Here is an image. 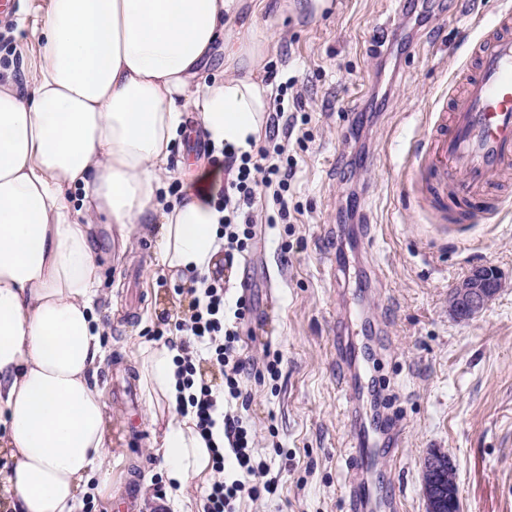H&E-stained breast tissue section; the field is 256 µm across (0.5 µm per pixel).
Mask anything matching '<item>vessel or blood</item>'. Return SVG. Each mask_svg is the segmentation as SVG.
Segmentation results:
<instances>
[{
  "label": "vessel or blood",
  "mask_w": 512,
  "mask_h": 512,
  "mask_svg": "<svg viewBox=\"0 0 512 512\" xmlns=\"http://www.w3.org/2000/svg\"><path fill=\"white\" fill-rule=\"evenodd\" d=\"M477 66L461 90L448 96L449 106L434 115L433 135L416 147L415 158L427 175L426 191L438 210L451 209L477 223L485 208L472 207L482 191L512 174V11L500 14L473 43ZM355 446L349 455V483L355 512H403L399 493H382L368 475L380 471L387 458H397L384 445L382 432L354 420Z\"/></svg>",
  "instance_id": "1"
}]
</instances>
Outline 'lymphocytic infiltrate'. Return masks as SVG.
Listing matches in <instances>:
<instances>
[{
    "label": "lymphocytic infiltrate",
    "mask_w": 512,
    "mask_h": 512,
    "mask_svg": "<svg viewBox=\"0 0 512 512\" xmlns=\"http://www.w3.org/2000/svg\"><path fill=\"white\" fill-rule=\"evenodd\" d=\"M296 125V116L286 114L284 107H274L266 143L256 154L224 148L213 156L214 164L233 173L224 186L206 190L222 213L218 244L225 263L243 255L256 236L253 207L258 196L271 195L277 207L276 215L267 216V223L287 217L294 164L284 139L292 135ZM190 294L189 318L174 324L177 332L190 338L176 360L177 411L194 414L196 429L212 453L216 477L206 490L203 512H237L241 497L257 501L274 494L278 485L277 477L271 476L259 455L255 435L244 417L250 396L243 380L251 375L278 378L282 355L265 350L257 364L241 352L238 326L253 315L250 295L228 300L223 280L206 276L196 279ZM200 357L221 373V387H212L202 378L196 366Z\"/></svg>",
    "instance_id": "f902f5d3"
}]
</instances>
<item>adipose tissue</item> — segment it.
<instances>
[{
	"label": "adipose tissue",
	"instance_id": "ef3b65f1",
	"mask_svg": "<svg viewBox=\"0 0 512 512\" xmlns=\"http://www.w3.org/2000/svg\"><path fill=\"white\" fill-rule=\"evenodd\" d=\"M236 0H48L24 85L0 84V490L10 512H79L107 475L110 416L95 373L105 358L94 307L104 218L123 260L136 225L159 215L166 268L206 271L220 214L208 198L164 207L171 148L188 120L215 147L250 151L269 109L265 41L224 48L200 82ZM177 348H136L155 427L153 454L180 507L211 477L212 454L176 411Z\"/></svg>",
	"mask_w": 512,
	"mask_h": 512
}]
</instances>
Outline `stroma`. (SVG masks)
Here are the masks:
<instances>
[{
    "instance_id": "obj_1",
    "label": "stroma",
    "mask_w": 512,
    "mask_h": 512,
    "mask_svg": "<svg viewBox=\"0 0 512 512\" xmlns=\"http://www.w3.org/2000/svg\"><path fill=\"white\" fill-rule=\"evenodd\" d=\"M405 2L329 0L311 16L286 13L271 34L243 0L226 24L266 40V84L293 81L284 104L307 117L288 143V222L267 224L273 201L258 199L253 246L230 267L216 256L210 270L254 300L240 330L245 355L261 359L267 345L283 355L278 380L252 383L246 417L259 453L288 472L274 495L241 499L239 512H350L351 415L370 409L342 357L346 342L369 348L367 376L403 433L402 468L383 484L403 494L404 512H425L422 464L433 449L456 465L460 512H512V185L487 190L496 214L462 223L415 185L410 152L466 73L479 26L512 0H419L418 25ZM16 3L5 61L36 54L48 0ZM171 164L180 170L173 204L191 188V169L210 164L203 134L177 139ZM93 246L104 269L97 382L112 420L130 404L138 415L130 440L113 438L109 483L91 479L81 512H112L125 496L131 512H154L168 484L150 451L145 397L126 386L138 377L135 345L152 341L161 318L187 314L192 279L160 264L156 235L134 230L119 267L106 228ZM475 266L497 268L501 288L487 310L459 321L448 293Z\"/></svg>"
}]
</instances>
